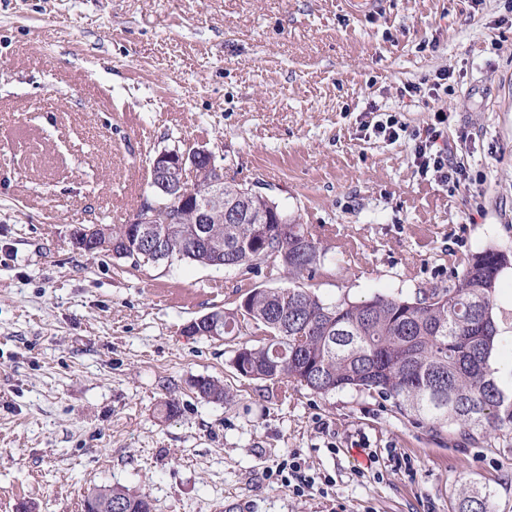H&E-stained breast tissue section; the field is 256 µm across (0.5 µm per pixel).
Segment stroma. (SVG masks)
<instances>
[{"label": "stroma", "mask_w": 512, "mask_h": 512, "mask_svg": "<svg viewBox=\"0 0 512 512\" xmlns=\"http://www.w3.org/2000/svg\"><path fill=\"white\" fill-rule=\"evenodd\" d=\"M444 68L446 94L402 95ZM373 104L412 131L447 110L474 193L421 179L411 138L367 135ZM201 145L312 227L324 301L447 286L460 256L512 250V0H0V512H82L101 485L153 512H460L472 489L512 512L501 439L243 378L236 342L186 334L286 273L73 247L77 227L129 220L159 152ZM200 377L225 400L198 397ZM368 448L412 473L358 476ZM295 457L315 479L302 494L276 474Z\"/></svg>", "instance_id": "stroma-1"}]
</instances>
